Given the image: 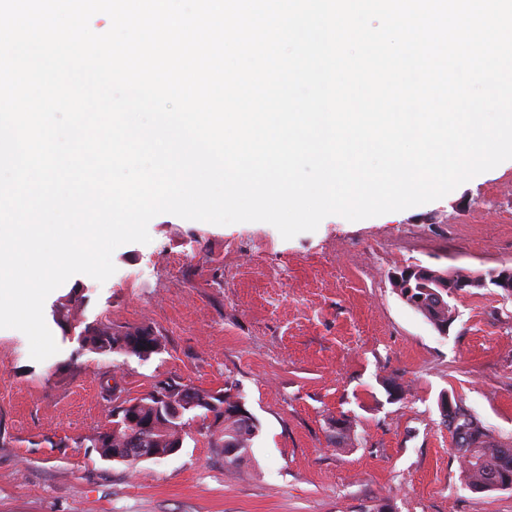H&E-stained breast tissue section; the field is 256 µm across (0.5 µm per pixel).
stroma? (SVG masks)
<instances>
[{"label": "stroma", "instance_id": "1", "mask_svg": "<svg viewBox=\"0 0 512 512\" xmlns=\"http://www.w3.org/2000/svg\"><path fill=\"white\" fill-rule=\"evenodd\" d=\"M148 232L115 250L106 282L77 274L47 297L57 354L33 361L22 332L0 329V512H512V490L466 487L440 405L512 448V298L455 295L443 336L389 279L415 264H511V163L433 202L331 215L289 240L265 222L167 213ZM72 293L81 306L54 320ZM81 323L148 327L161 347L99 355L78 341ZM161 379L232 389L259 423L249 460L225 464L196 425L177 454L133 467L87 444L114 395Z\"/></svg>", "mask_w": 512, "mask_h": 512}]
</instances>
